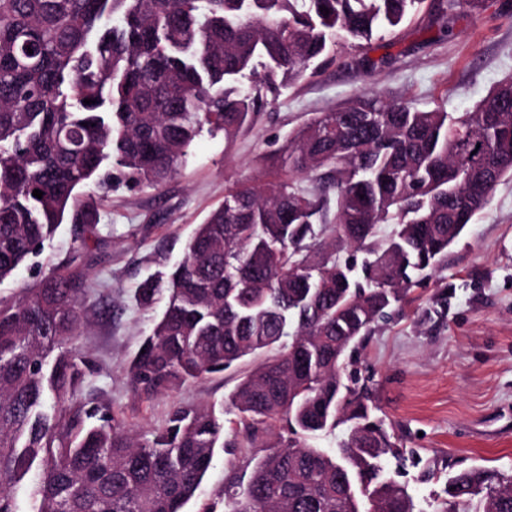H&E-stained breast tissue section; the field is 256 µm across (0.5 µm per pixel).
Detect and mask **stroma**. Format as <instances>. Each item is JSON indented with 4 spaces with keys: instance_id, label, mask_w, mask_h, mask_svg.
I'll return each mask as SVG.
<instances>
[{
    "instance_id": "obj_1",
    "label": "stroma",
    "mask_w": 512,
    "mask_h": 512,
    "mask_svg": "<svg viewBox=\"0 0 512 512\" xmlns=\"http://www.w3.org/2000/svg\"><path fill=\"white\" fill-rule=\"evenodd\" d=\"M433 3L425 0L390 40L365 54L376 68L362 64L361 52L337 48L317 73L272 96L233 140L202 131L158 188L127 184L117 173L111 190L90 187L100 222L87 248L78 246L72 224H60L39 255L0 282V298H9L49 264L73 258L85 269L92 287L81 300L79 346L93 368L87 388L133 433L162 427L176 405H209L225 420L234 417L228 397L250 362L150 398L135 394L126 375L158 315L135 303V289L181 260L185 241L223 203L226 185L268 175L266 157L292 131L359 92L463 112L512 75V0H487L480 15H460L455 37L441 41L428 25ZM346 358L376 415L407 451L405 462L386 459L385 472L407 489L414 512H446L444 489L460 469L512 472V178L496 187L441 267ZM262 454L219 452L184 512L217 502L227 481Z\"/></svg>"
}]
</instances>
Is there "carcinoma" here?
<instances>
[{
  "instance_id": "1",
  "label": "carcinoma",
  "mask_w": 512,
  "mask_h": 512,
  "mask_svg": "<svg viewBox=\"0 0 512 512\" xmlns=\"http://www.w3.org/2000/svg\"><path fill=\"white\" fill-rule=\"evenodd\" d=\"M422 3L0 0V282L66 219L87 245L89 183L110 187L117 169L158 187L203 129L234 137L332 47H360ZM459 5L437 0L431 25L452 33ZM273 167L225 187L173 271L136 289L140 305L165 304L127 367L134 392L264 357L231 396L228 430L214 409L180 406L138 437L82 397L76 259L0 299V512H20L34 468L35 512H183L224 447L268 449L224 485V512H413L384 476L401 449L344 382V356L512 177V77L464 112L361 92L295 130ZM341 425L338 448L316 446ZM446 494L448 512H512V474L472 466Z\"/></svg>"
}]
</instances>
